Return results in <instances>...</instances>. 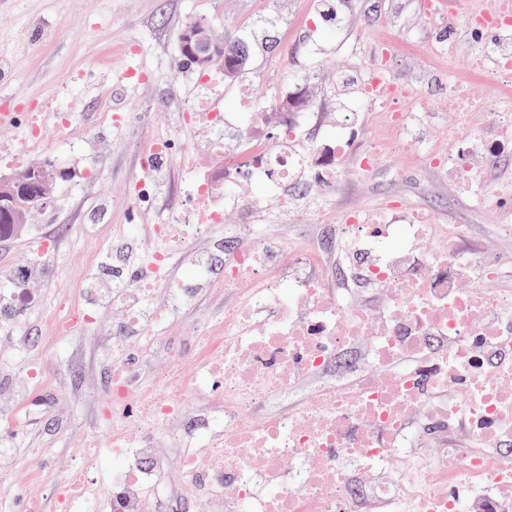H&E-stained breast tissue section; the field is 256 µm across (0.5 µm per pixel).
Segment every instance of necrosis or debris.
Listing matches in <instances>:
<instances>
[{"label": "necrosis or debris", "instance_id": "4bbe7bcc", "mask_svg": "<svg viewBox=\"0 0 512 512\" xmlns=\"http://www.w3.org/2000/svg\"><path fill=\"white\" fill-rule=\"evenodd\" d=\"M465 22L478 42L472 71L487 81L489 93L479 98L449 80L437 103L453 118L444 155L412 143L416 115L404 104L419 100L420 92L392 78L383 60L366 73L358 104L379 112L388 141L352 158L350 129L333 128L335 149L315 166L299 143L315 123L312 108L267 111L243 84L237 89L241 111L227 112L210 92L212 78L197 79L204 93L179 113L178 129L210 131L216 162L203 173L184 168L186 210L169 213L145 233L127 225V235L147 254L149 271L127 279L112 302L124 309L125 324L148 333L168 314L197 305L191 281L210 282L234 301L223 319L190 324L197 341L191 376L183 370L189 357L173 348L164 368L141 384L139 343L115 333L103 411L111 448L58 486L49 459L34 464L23 512H43L41 490L50 484L54 512H144L149 499L161 512H175L181 502L210 512L216 497L224 512H351L357 498L369 512H502L503 503L512 502V293L497 286L512 256L464 248L468 225L404 213L393 198L371 213L347 211L345 234L367 244L357 276L385 292L374 310L348 307L321 272L326 254L289 241L232 249L219 272L202 260L179 288L170 280L174 255L209 227L223 225L225 238L233 239L224 205L242 177L278 198L285 186L303 189L301 175L314 166L329 190L344 159L366 177L404 146L463 195L490 200L499 232L511 238L512 184L490 181L486 170L512 149V0L470 2ZM377 78L388 85V97L372 90ZM491 106L499 111L497 135H459L460 125ZM274 127L283 134L272 141ZM165 286L167 308L145 320L140 300ZM333 361L342 365L341 380L324 382L288 409L256 414L257 405L280 401ZM196 389L211 395L214 406L197 433L196 450L174 462L182 481L168 495L162 477L172 462L157 450L156 427L183 419ZM288 462L293 472H285ZM359 469L378 473V480L357 486ZM97 471L111 483L103 496L92 491L90 476Z\"/></svg>", "mask_w": 512, "mask_h": 512}]
</instances>
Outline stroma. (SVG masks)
<instances>
[{"label":"stroma","instance_id":"obj_1","mask_svg":"<svg viewBox=\"0 0 512 512\" xmlns=\"http://www.w3.org/2000/svg\"><path fill=\"white\" fill-rule=\"evenodd\" d=\"M446 13L429 18L423 0H0V113L13 122L0 126V152L26 150L24 107H51L71 98L74 119L63 175L49 205L35 212L27 238L0 241V301L8 300L7 274L16 263L38 256L28 282L34 306L21 316L0 312V405L15 411L20 425L9 446L18 481L27 478L32 456L52 452L68 478L83 437L93 447L111 444V429L97 420L108 400L107 337L120 318L102 294L113 268L131 274L145 271L140 244L120 233L124 224H153L180 197L160 185L155 200L134 204L129 189L144 172L149 148L172 136L173 147L160 166L179 172L187 141L173 137L180 104L192 90V68L186 66L174 39L189 18L206 20L215 37L231 41L258 34L261 21L277 23L278 46L256 50L246 77L255 100L288 89L303 100H317L318 121L328 128L352 108L366 67L379 57L383 39L397 50L391 61L395 76L415 83L426 101L443 98L449 79L484 93L473 75L475 44L464 22L449 24L462 0H446ZM452 41L455 51L434 60V43ZM126 112L122 127L107 125L101 101ZM48 129L39 149L26 151V164L53 159L61 139ZM336 193H322L309 180L304 195L286 188L285 206L268 202L259 183L243 180L239 205L224 211L225 224L237 227L239 246L252 245L264 228L270 245L281 240L315 239L329 253V276L347 286L353 304L373 302L375 292L341 269L346 245L338 228L347 209H377L395 196L405 210L429 209L436 224H467L469 247L512 254V238L494 230L493 210L472 198L457 196L435 170L424 168L413 154L388 159L370 178L354 167L339 173ZM98 303L95 324L76 328L66 355H56L35 339L66 309ZM224 292L206 294L192 311L173 316L143 354L139 379L149 383L165 363L169 347L192 348L187 323L216 319L224 313ZM46 365L48 376L30 385L28 362Z\"/></svg>","mask_w":512,"mask_h":512}]
</instances>
